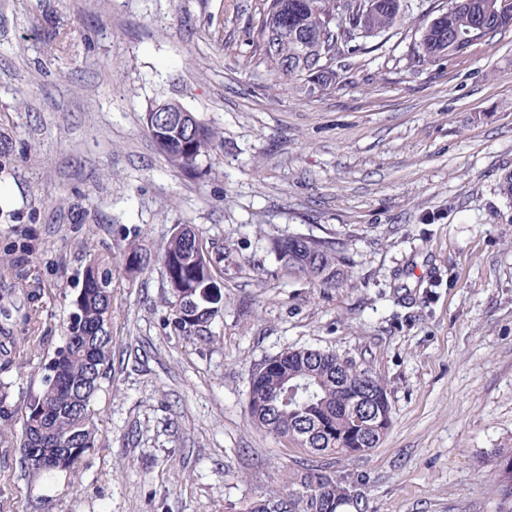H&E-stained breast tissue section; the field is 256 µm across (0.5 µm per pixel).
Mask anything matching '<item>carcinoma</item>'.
Instances as JSON below:
<instances>
[{
    "label": "carcinoma",
    "instance_id": "1",
    "mask_svg": "<svg viewBox=\"0 0 512 512\" xmlns=\"http://www.w3.org/2000/svg\"><path fill=\"white\" fill-rule=\"evenodd\" d=\"M409 11L408 0H263L255 51L268 75L291 84L301 94L325 95L343 82L340 59L364 49L363 41L398 30ZM512 29V0H448L415 42L409 64L436 65L503 30ZM147 132L171 168L187 173L216 148L217 132L203 122L191 136L163 141ZM350 242L336 237L289 236L272 251L290 275H302L321 288H338L347 277ZM206 248L198 229L171 237L157 258L165 272L174 331L201 334L224 307L218 280L224 253ZM150 257L135 244L120 259L101 254L86 266L82 285L71 301L73 311L63 341L45 365L42 392L27 402L19 448L38 442L48 462L21 463L48 478L67 472L96 445L92 403L112 383V265L141 273ZM37 310L20 322L28 345ZM277 363L250 380L246 412L252 424L297 443L317 463L288 470L281 482L249 502L244 512H339L348 488L336 482L326 456H354L378 447L390 427L377 411L385 407L387 383L367 367L312 348H288ZM497 492L512 501V470L498 472Z\"/></svg>",
    "mask_w": 512,
    "mask_h": 512
}]
</instances>
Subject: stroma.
<instances>
[{
  "label": "stroma",
  "mask_w": 512,
  "mask_h": 512,
  "mask_svg": "<svg viewBox=\"0 0 512 512\" xmlns=\"http://www.w3.org/2000/svg\"><path fill=\"white\" fill-rule=\"evenodd\" d=\"M260 2L0 0V261L40 289L42 319L24 367L0 370L12 410L41 392L91 254L153 253L182 224L225 254L202 337L174 331L159 262L113 272L102 445L48 480L0 432V512H240L309 458L245 412L253 369L299 347L390 388L380 447L333 465L363 479L340 512H512L487 455L512 446V31L413 68L436 2L412 0L345 86L305 97L251 59ZM159 99L218 131L196 172L146 131ZM289 235L352 238L343 287L288 275L271 245Z\"/></svg>",
  "instance_id": "obj_1"
}]
</instances>
